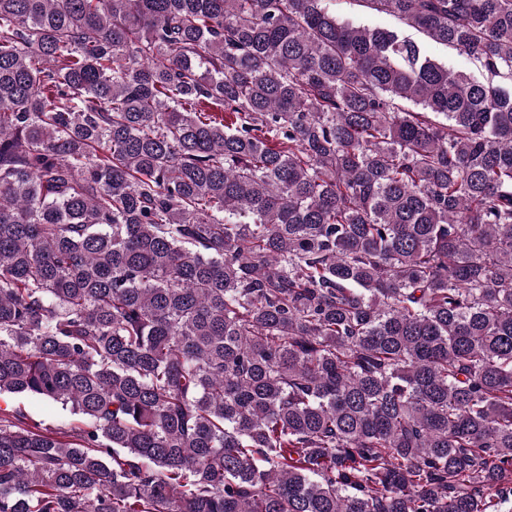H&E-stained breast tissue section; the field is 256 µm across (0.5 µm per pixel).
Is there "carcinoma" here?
I'll list each match as a JSON object with an SVG mask.
<instances>
[{
	"label": "carcinoma",
	"mask_w": 512,
	"mask_h": 512,
	"mask_svg": "<svg viewBox=\"0 0 512 512\" xmlns=\"http://www.w3.org/2000/svg\"><path fill=\"white\" fill-rule=\"evenodd\" d=\"M0 0V512H503L512 0ZM333 8L336 10V16L342 20L363 22L372 26H381L389 28H400L407 35L417 40L424 50L435 59L445 63L454 70H463L472 73L473 65L468 58L456 50L447 49L442 45L436 44L424 37L415 30L403 25L396 17L384 13L363 12L352 0H333ZM0 409L6 413L21 410L31 420L43 423L52 429L69 430L78 424L79 417L69 410H63L61 404L23 395H5L0 398Z\"/></svg>",
	"instance_id": "cac0c4a2"
}]
</instances>
